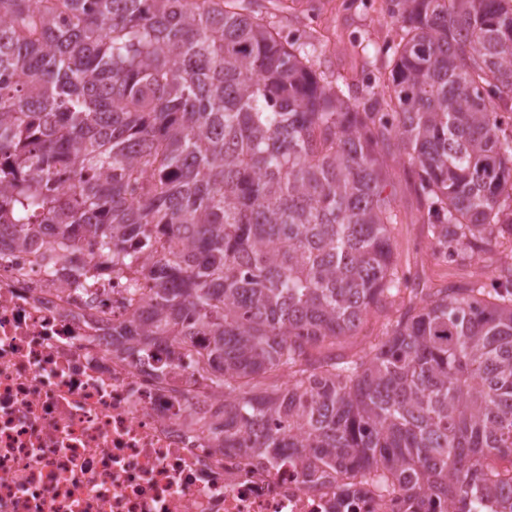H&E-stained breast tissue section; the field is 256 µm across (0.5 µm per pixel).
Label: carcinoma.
Listing matches in <instances>:
<instances>
[{"label":"carcinoma","instance_id":"carcinoma-1","mask_svg":"<svg viewBox=\"0 0 512 512\" xmlns=\"http://www.w3.org/2000/svg\"><path fill=\"white\" fill-rule=\"evenodd\" d=\"M237 2L0 0V226L75 294L136 269L147 303L112 335L141 362L166 344L159 371L190 360L224 445L386 476L404 512H512V273L333 351L409 286L383 150L416 169L439 256L512 236V0H389L402 35L363 95Z\"/></svg>","mask_w":512,"mask_h":512}]
</instances>
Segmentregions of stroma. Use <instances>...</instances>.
Instances as JSON below:
<instances>
[{"instance_id":"1","label":"stroma","mask_w":512,"mask_h":512,"mask_svg":"<svg viewBox=\"0 0 512 512\" xmlns=\"http://www.w3.org/2000/svg\"><path fill=\"white\" fill-rule=\"evenodd\" d=\"M251 7L277 26L282 36L311 43L319 70L329 80L348 82L357 91L380 83L388 71V48L399 40L400 24L388 14L383 0H252ZM385 163V191L398 214L390 237L399 275L424 288L463 287L497 280L504 267H512L509 235L493 241L486 253L463 262L435 255L409 165L390 156ZM408 302L404 294L395 305L371 311L355 335L337 339L336 353L368 352L371 341L395 319L397 307Z\"/></svg>"}]
</instances>
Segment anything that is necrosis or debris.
Instances as JSON below:
<instances>
[{
  "label": "necrosis or debris",
  "mask_w": 512,
  "mask_h": 512,
  "mask_svg": "<svg viewBox=\"0 0 512 512\" xmlns=\"http://www.w3.org/2000/svg\"><path fill=\"white\" fill-rule=\"evenodd\" d=\"M132 282L76 294L0 240V512H332L346 477L314 485L221 448L224 399L190 365L163 374L113 347Z\"/></svg>",
  "instance_id": "1"
}]
</instances>
